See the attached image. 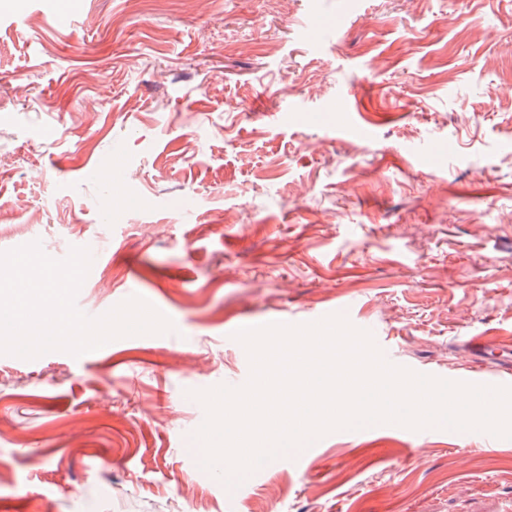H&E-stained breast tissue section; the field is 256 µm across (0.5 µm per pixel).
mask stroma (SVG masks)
<instances>
[{
    "mask_svg": "<svg viewBox=\"0 0 512 512\" xmlns=\"http://www.w3.org/2000/svg\"><path fill=\"white\" fill-rule=\"evenodd\" d=\"M36 240L98 248L82 312L139 294L174 329L0 354V512L512 503V442L380 425L230 491L189 396L247 382L232 331L341 305L399 366L502 371L470 339L512 345V0H0V251Z\"/></svg>",
    "mask_w": 512,
    "mask_h": 512,
    "instance_id": "stroma-1",
    "label": "stroma"
}]
</instances>
